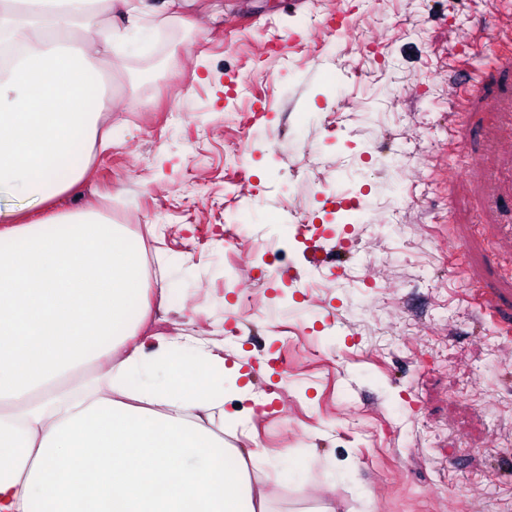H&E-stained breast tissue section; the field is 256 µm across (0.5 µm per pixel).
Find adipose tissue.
Here are the masks:
<instances>
[{
	"label": "adipose tissue",
	"instance_id": "1",
	"mask_svg": "<svg viewBox=\"0 0 512 512\" xmlns=\"http://www.w3.org/2000/svg\"><path fill=\"white\" fill-rule=\"evenodd\" d=\"M109 0H0V186L46 204L89 170L110 107L94 53L128 30L76 20ZM143 253L88 211H0V512H267L211 416L234 379L203 342L133 344ZM109 364L108 393L78 371Z\"/></svg>",
	"mask_w": 512,
	"mask_h": 512
}]
</instances>
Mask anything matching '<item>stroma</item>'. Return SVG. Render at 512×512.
Segmentation results:
<instances>
[{
	"instance_id": "35a3bbf8",
	"label": "stroma",
	"mask_w": 512,
	"mask_h": 512,
	"mask_svg": "<svg viewBox=\"0 0 512 512\" xmlns=\"http://www.w3.org/2000/svg\"><path fill=\"white\" fill-rule=\"evenodd\" d=\"M149 2L56 212L144 241L145 335L242 364L224 440L270 512H512V42L480 36L512 0Z\"/></svg>"
}]
</instances>
